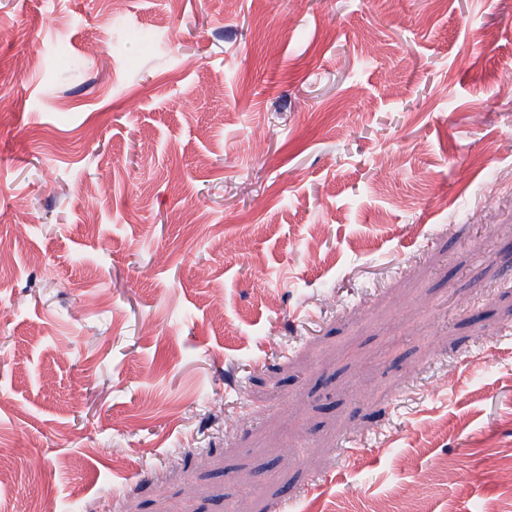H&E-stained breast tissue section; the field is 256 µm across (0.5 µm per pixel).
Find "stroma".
Masks as SVG:
<instances>
[{"label":"stroma","mask_w":512,"mask_h":512,"mask_svg":"<svg viewBox=\"0 0 512 512\" xmlns=\"http://www.w3.org/2000/svg\"><path fill=\"white\" fill-rule=\"evenodd\" d=\"M18 224L0 512H512V0H0Z\"/></svg>","instance_id":"35a3bbf8"}]
</instances>
